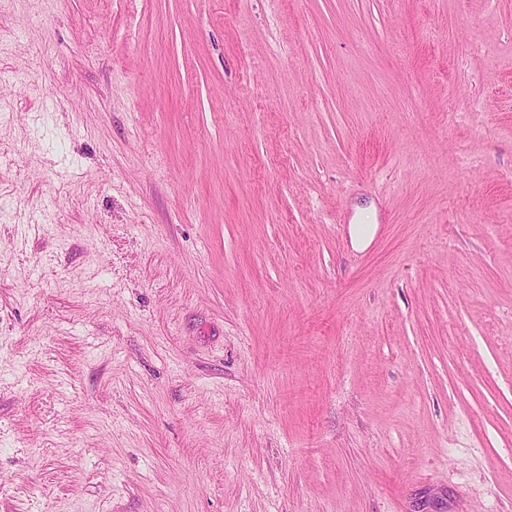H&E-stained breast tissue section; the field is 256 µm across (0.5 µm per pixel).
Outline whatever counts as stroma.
Instances as JSON below:
<instances>
[{"mask_svg":"<svg viewBox=\"0 0 512 512\" xmlns=\"http://www.w3.org/2000/svg\"><path fill=\"white\" fill-rule=\"evenodd\" d=\"M0 512H512V0H0Z\"/></svg>","mask_w":512,"mask_h":512,"instance_id":"35a3bbf8","label":"stroma"}]
</instances>
